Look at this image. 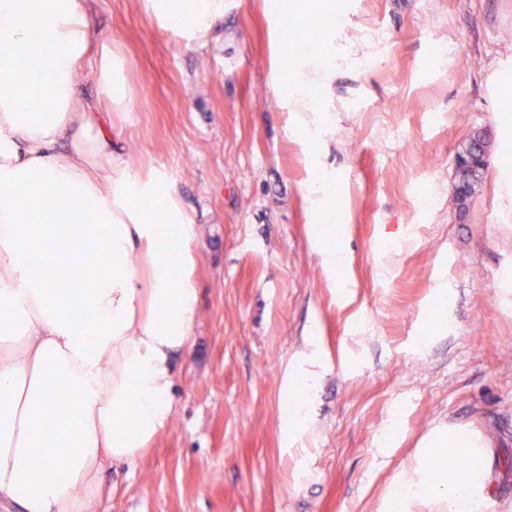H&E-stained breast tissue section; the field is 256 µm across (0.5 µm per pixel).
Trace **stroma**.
Returning <instances> with one entry per match:
<instances>
[{
    "label": "stroma",
    "mask_w": 512,
    "mask_h": 512,
    "mask_svg": "<svg viewBox=\"0 0 512 512\" xmlns=\"http://www.w3.org/2000/svg\"><path fill=\"white\" fill-rule=\"evenodd\" d=\"M91 24L125 62L118 148L195 226L198 295L173 422L107 469L96 512H387L455 429L485 456L480 512H512L492 497L512 485V0H336L296 58L306 112L278 83L307 22L277 0H224L202 44L142 0H94ZM483 130L492 166L461 213L455 156Z\"/></svg>",
    "instance_id": "35a3bbf8"
}]
</instances>
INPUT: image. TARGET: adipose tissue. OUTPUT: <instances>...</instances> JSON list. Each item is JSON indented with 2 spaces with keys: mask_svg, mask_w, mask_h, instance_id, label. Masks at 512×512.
I'll use <instances>...</instances> for the list:
<instances>
[{
  "mask_svg": "<svg viewBox=\"0 0 512 512\" xmlns=\"http://www.w3.org/2000/svg\"><path fill=\"white\" fill-rule=\"evenodd\" d=\"M188 41H206L224 0H144ZM91 0H0V500L20 512H94L108 465L137 466L172 419L176 361L192 345L195 229L161 176L132 175L89 75L116 110L126 90L112 40L94 35ZM31 46L33 70L12 50ZM92 257L69 291L32 270L76 246ZM148 256V277L131 259ZM62 381L69 403L46 391ZM470 465L448 470V454ZM482 454L460 431L438 432L391 492L397 512L424 503L476 512Z\"/></svg>",
  "mask_w": 512,
  "mask_h": 512,
  "instance_id": "obj_1",
  "label": "adipose tissue"
}]
</instances>
